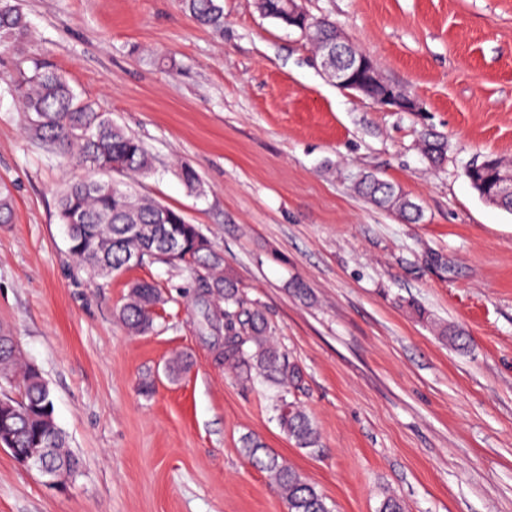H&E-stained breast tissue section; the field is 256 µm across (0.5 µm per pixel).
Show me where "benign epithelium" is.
I'll return each instance as SVG.
<instances>
[{
    "label": "benign epithelium",
    "mask_w": 512,
    "mask_h": 512,
    "mask_svg": "<svg viewBox=\"0 0 512 512\" xmlns=\"http://www.w3.org/2000/svg\"><path fill=\"white\" fill-rule=\"evenodd\" d=\"M288 25L303 30L307 27L304 8L298 0L288 5ZM320 65L340 88L359 92L384 107L400 111L417 108L413 98L386 82L369 53L353 52L352 44L339 32L336 41L323 45ZM15 459L22 466L49 477L52 484L63 486L70 482L67 472L51 460L47 448H28Z\"/></svg>",
    "instance_id": "1"
}]
</instances>
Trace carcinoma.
<instances>
[{"label": "carcinoma", "instance_id": "cac0c4a2", "mask_svg": "<svg viewBox=\"0 0 512 512\" xmlns=\"http://www.w3.org/2000/svg\"><path fill=\"white\" fill-rule=\"evenodd\" d=\"M185 11L200 26L221 33L224 9L220 0H182ZM266 17L288 25L286 0H258ZM34 36L18 0H0V46L13 52L28 68L20 67L6 83L24 112L27 130L43 147L88 170V176L64 185L58 195V218L67 229L69 251L101 278L133 265L130 256L141 253L140 262L168 264L169 251L181 252L178 264L196 273L197 304L202 321L213 332L224 335V364L243 382L261 378L278 387L274 410L281 431L300 448H313L317 430L305 409L288 396L304 379L301 366L271 342L272 327L262 309L249 301L234 274L224 269V258L216 249L199 245V228L184 215L149 197L140 196L120 183L103 182L98 173L146 176L154 168V157L143 142L129 134L112 117L83 99L44 55L32 49ZM422 149L428 159H442L444 145L425 137ZM512 161L488 157L474 164L467 177L486 201L512 211V197L501 195L498 174ZM361 195L381 208L398 213L404 220L420 218V207L395 185L372 174L355 182ZM13 221L11 193L0 188V224ZM219 298L221 316H215L210 300ZM165 304L162 291L149 282L130 286L119 319L134 334L153 328L156 309ZM0 381L13 382L18 399L6 397L0 416L14 428L10 447L17 451L51 439L52 452L61 462L78 468L62 431L54 424L50 389L39 368L21 362L8 343L0 344ZM242 453L248 462L266 473L287 505L288 512H331L325 496L306 481L259 439L247 436Z\"/></svg>", "mask_w": 512, "mask_h": 512}]
</instances>
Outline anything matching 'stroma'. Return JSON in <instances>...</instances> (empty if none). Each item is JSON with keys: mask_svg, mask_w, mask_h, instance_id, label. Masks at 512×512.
<instances>
[{"mask_svg": "<svg viewBox=\"0 0 512 512\" xmlns=\"http://www.w3.org/2000/svg\"><path fill=\"white\" fill-rule=\"evenodd\" d=\"M19 3L39 50L153 154L132 188L198 225L266 312L304 371L295 397L319 443L296 447L275 388L215 360L190 271L146 262L103 279L75 263L57 192L86 171L31 139L0 81L14 210L0 225V328L42 371L80 460L57 487L0 449V512H287L243 456L248 435L333 512H378L389 494L405 512H512V212L466 176L485 156L512 159V0H303L414 112L337 87L256 0H222L220 34L181 0ZM426 133L445 144L440 164ZM367 172L422 220L358 195ZM138 281L168 299L144 335L118 318Z\"/></svg>", "mask_w": 512, "mask_h": 512, "instance_id": "1", "label": "stroma"}]
</instances>
